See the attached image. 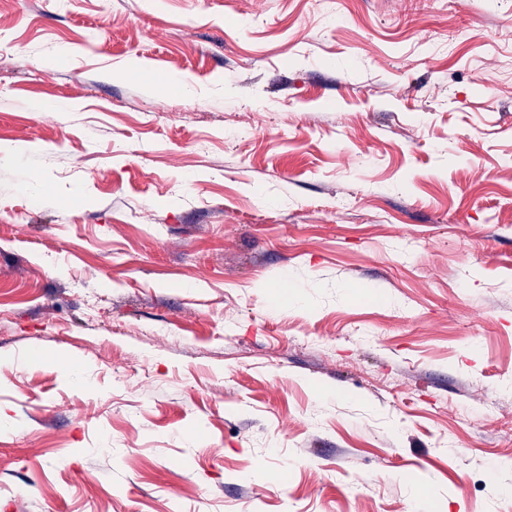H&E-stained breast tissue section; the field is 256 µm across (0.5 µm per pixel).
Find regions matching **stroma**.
Returning <instances> with one entry per match:
<instances>
[{"instance_id": "35a3bbf8", "label": "stroma", "mask_w": 512, "mask_h": 512, "mask_svg": "<svg viewBox=\"0 0 512 512\" xmlns=\"http://www.w3.org/2000/svg\"><path fill=\"white\" fill-rule=\"evenodd\" d=\"M331 9L0 0V512H512V0Z\"/></svg>"}]
</instances>
